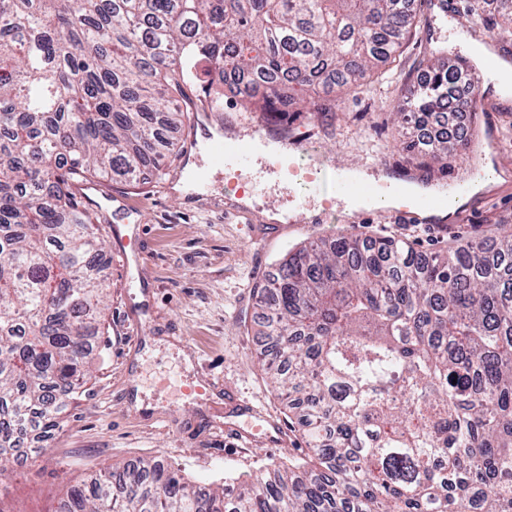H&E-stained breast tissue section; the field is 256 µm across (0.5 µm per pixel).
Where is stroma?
Returning <instances> with one entry per match:
<instances>
[{"label":"stroma","instance_id":"35a3bbf8","mask_svg":"<svg viewBox=\"0 0 512 512\" xmlns=\"http://www.w3.org/2000/svg\"><path fill=\"white\" fill-rule=\"evenodd\" d=\"M497 9L498 0H483L476 14L445 17L430 35L405 41L397 65L337 93L333 111L289 115L293 135L315 145L328 165L415 167L404 148L410 132L402 127L397 99L445 55L472 57L498 36L512 44V26H488ZM492 101L490 155L507 183L467 203L443 229L388 223L370 209L316 227L271 224L265 211L294 203L289 187L271 179L246 219L230 221L224 213L235 202L224 194L225 173L212 172L208 191L179 195L173 186L186 172L175 156L167 158L163 178L147 173L127 183H99L103 196L118 192L130 202L117 214L113 203L100 201L94 212L99 225L143 224L142 254L128 264L103 254L111 289L103 333L90 339L94 372L69 401L60 429L44 440L29 434L31 457L0 476V512H55L71 486L142 459L165 461L196 485L214 488L227 476L263 474L289 455H304L297 420L259 365L264 342L255 334L256 284L273 279L301 243L349 230L404 240L432 254L512 233V98ZM204 373L275 416L287 445L228 443L224 425L238 422V413L226 407L222 391L199 390Z\"/></svg>","mask_w":512,"mask_h":512}]
</instances>
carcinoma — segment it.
Listing matches in <instances>:
<instances>
[{"label":"carcinoma","mask_w":512,"mask_h":512,"mask_svg":"<svg viewBox=\"0 0 512 512\" xmlns=\"http://www.w3.org/2000/svg\"><path fill=\"white\" fill-rule=\"evenodd\" d=\"M428 24L406 0H0V452L30 418L55 430L60 393L91 373L109 279L73 185L170 153L151 118L178 127L188 85L222 103L245 75L243 111L271 116L296 89L359 85ZM458 73L432 68L402 122L449 108ZM256 288L301 476L232 496L141 461L60 512H512V235L445 256L320 240Z\"/></svg>","instance_id":"cac0c4a2"}]
</instances>
